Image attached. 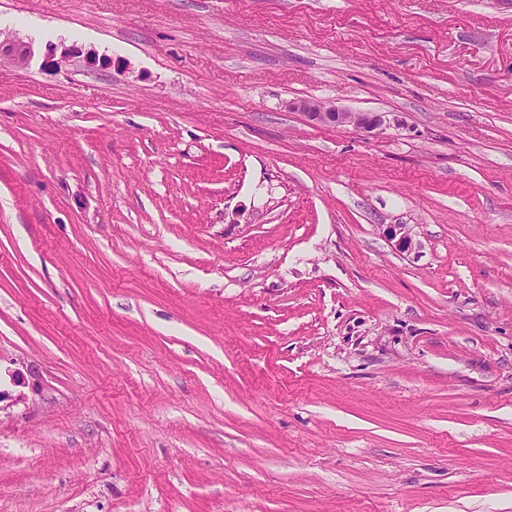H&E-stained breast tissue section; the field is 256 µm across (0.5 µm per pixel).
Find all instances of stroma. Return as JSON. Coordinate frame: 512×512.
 <instances>
[{
	"label": "stroma",
	"mask_w": 512,
	"mask_h": 512,
	"mask_svg": "<svg viewBox=\"0 0 512 512\" xmlns=\"http://www.w3.org/2000/svg\"><path fill=\"white\" fill-rule=\"evenodd\" d=\"M0 33V512H512V0ZM2 56L9 57L20 68H26L34 57L31 43L7 36L0 39V60ZM288 109L301 112L310 121L325 125L353 126L371 132L383 123L376 112H357L318 99H299L288 103Z\"/></svg>",
	"instance_id": "1"
}]
</instances>
